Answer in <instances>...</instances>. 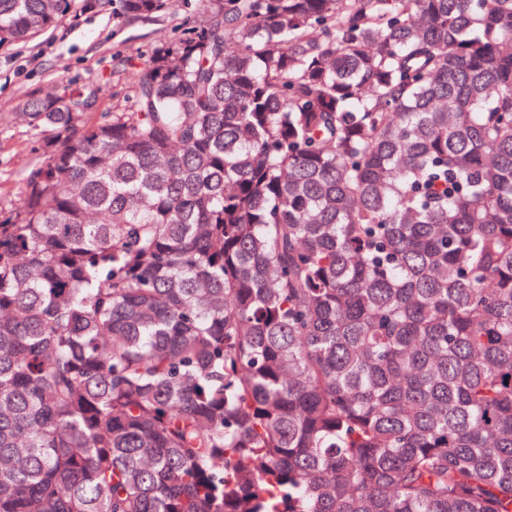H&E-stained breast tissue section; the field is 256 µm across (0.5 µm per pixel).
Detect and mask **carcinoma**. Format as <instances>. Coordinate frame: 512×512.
<instances>
[{
	"label": "carcinoma",
	"instance_id": "carcinoma-1",
	"mask_svg": "<svg viewBox=\"0 0 512 512\" xmlns=\"http://www.w3.org/2000/svg\"><path fill=\"white\" fill-rule=\"evenodd\" d=\"M0 0V50L83 8ZM32 99L0 512H512V0H203Z\"/></svg>",
	"mask_w": 512,
	"mask_h": 512
}]
</instances>
